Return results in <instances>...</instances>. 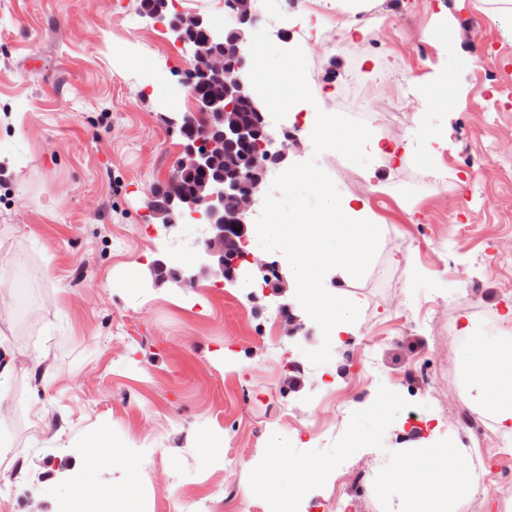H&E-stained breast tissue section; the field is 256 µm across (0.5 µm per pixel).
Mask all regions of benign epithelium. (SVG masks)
Returning a JSON list of instances; mask_svg holds the SVG:
<instances>
[{"mask_svg": "<svg viewBox=\"0 0 512 512\" xmlns=\"http://www.w3.org/2000/svg\"><path fill=\"white\" fill-rule=\"evenodd\" d=\"M254 0H228L227 8L237 27L238 38L226 43L224 32L211 31L209 42L192 44L186 32L207 23L200 14H174L166 30L174 42L190 55L188 73L196 77H218L223 80L222 95L203 97L191 93L196 113H183L168 118L171 128H196L195 137L180 144L181 159L177 169L165 181L171 201L176 204L177 216L159 225V231L168 234L182 218L204 220L207 236L202 244L203 261L195 270L178 275L173 284L177 288H193L202 276L234 283L240 275L250 271L265 272L269 263L256 261L237 245L234 234L244 235L245 218L254 212L257 193L269 173L288 163L290 150L298 145L288 128H282L279 140L259 108L251 74L242 48L247 45V30L254 27L257 14ZM248 99L256 111L257 122L246 126L239 117V104ZM219 155L224 162V182L213 184L204 194L189 195L181 188L180 173L195 169L208 170L211 159ZM238 193L239 205L234 215H224V194Z\"/></svg>", "mask_w": 512, "mask_h": 512, "instance_id": "1", "label": "benign epithelium"}]
</instances>
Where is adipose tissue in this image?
Wrapping results in <instances>:
<instances>
[{
    "label": "adipose tissue",
    "mask_w": 512,
    "mask_h": 512,
    "mask_svg": "<svg viewBox=\"0 0 512 512\" xmlns=\"http://www.w3.org/2000/svg\"><path fill=\"white\" fill-rule=\"evenodd\" d=\"M361 151L399 163L424 155L440 156L448 148L442 133L423 136L417 133L398 138L375 136L356 140ZM372 210L366 200L345 197L326 199L322 210L310 214L299 224L259 223L253 225L254 236L265 238L270 248H277L282 238L293 246L282 258L288 275L296 285L295 314L318 311L329 336L352 332L356 304L347 299L342 287L351 278V268L343 255L373 234ZM328 282L329 292H321V282ZM476 348L468 351L460 363L462 388L470 404L487 416L504 436L512 437V329L494 338L477 337ZM452 434L432 428L429 434L408 436L406 446L411 453H428L438 462L430 478L420 479L417 469L403 471L401 482L411 487L418 499L427 505L426 512H447L448 498L463 495L478 480L474 472L460 463L468 456L465 448L451 445Z\"/></svg>",
    "instance_id": "obj_1"
}]
</instances>
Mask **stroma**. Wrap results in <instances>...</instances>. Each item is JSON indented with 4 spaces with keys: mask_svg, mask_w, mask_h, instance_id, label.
Segmentation results:
<instances>
[{
    "mask_svg": "<svg viewBox=\"0 0 512 512\" xmlns=\"http://www.w3.org/2000/svg\"><path fill=\"white\" fill-rule=\"evenodd\" d=\"M254 8L265 111L305 98L343 122L323 127L330 150L300 135L296 170L318 173L333 196L368 199L379 221L350 257L356 333L334 341L309 317L293 330L275 296L238 284L206 277L184 291L155 277L157 259L198 267L206 235L187 223L157 236L147 208L180 157L165 118L193 109L187 55L140 16L139 0H0V280L12 288L0 345L16 363L0 383V512L67 504L71 484L53 502L42 484L82 460L92 437L127 457L109 470L82 461L89 481L116 490L113 512H304L311 497L322 512H418L398 482L397 424L413 412L470 448L465 465L480 482L512 466V442L489 419L474 431L454 415L468 406L458 363L472 345L459 316L491 337L512 307V180L502 175L512 168V30L486 0H372L353 14L325 0ZM441 60L449 83L412 95ZM434 131L447 150L401 166L341 140ZM368 165L386 192H373ZM287 178L270 175L256 218L298 221L317 206L311 193L302 209L272 196ZM308 461L323 476L289 501ZM129 484L134 494L122 495Z\"/></svg>",
    "mask_w": 512,
    "mask_h": 512,
    "instance_id": "1",
    "label": "stroma"
}]
</instances>
